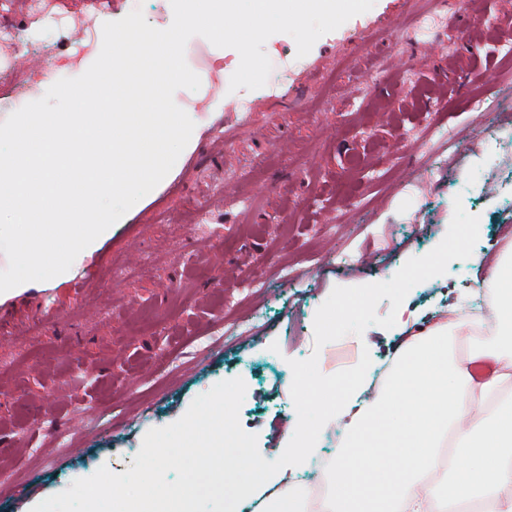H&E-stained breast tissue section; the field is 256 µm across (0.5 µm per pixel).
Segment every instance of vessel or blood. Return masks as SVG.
<instances>
[{
    "label": "vessel or blood",
    "mask_w": 512,
    "mask_h": 512,
    "mask_svg": "<svg viewBox=\"0 0 512 512\" xmlns=\"http://www.w3.org/2000/svg\"><path fill=\"white\" fill-rule=\"evenodd\" d=\"M413 0H375L369 11L354 16L335 31L325 34L303 58L289 56L284 68L285 82H267L256 90L239 89L225 93L221 111L210 113L204 130L206 145L223 151L256 127V114L261 108L273 112H294L304 106L320 90L325 62L351 53L359 43L376 36L408 11Z\"/></svg>",
    "instance_id": "vessel-or-blood-1"
}]
</instances>
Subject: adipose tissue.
Masks as SVG:
<instances>
[{
    "label": "adipose tissue",
    "instance_id": "ef3b65f1",
    "mask_svg": "<svg viewBox=\"0 0 512 512\" xmlns=\"http://www.w3.org/2000/svg\"><path fill=\"white\" fill-rule=\"evenodd\" d=\"M474 263L487 272L474 286L479 305H451L447 318L417 333L396 311L393 326L407 341L386 367L394 387L367 397V366L328 402L323 421L341 426L345 450L327 495L312 502L298 491L318 444L317 432L301 423L284 430V444L271 449L246 499L273 486L265 512H512V241ZM460 333L477 339L465 358L450 347ZM477 360L491 361L494 371L475 378ZM444 468L463 476L447 500L435 485Z\"/></svg>",
    "mask_w": 512,
    "mask_h": 512
}]
</instances>
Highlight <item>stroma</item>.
I'll return each instance as SVG.
<instances>
[{
    "mask_svg": "<svg viewBox=\"0 0 512 512\" xmlns=\"http://www.w3.org/2000/svg\"><path fill=\"white\" fill-rule=\"evenodd\" d=\"M461 2L332 63L328 94L301 111L262 113L223 153L197 148L164 212L133 206L136 265L114 225L73 263L92 286L65 272L0 293V470L14 475L0 512H30L102 466L126 472L150 429L223 380H244L239 421L264 455L287 420L319 423L298 371L336 388L370 362L372 390L384 386L396 301L428 328L452 300L441 281L466 288L472 254L512 239V0H484L481 32L455 19ZM126 14L113 0H49L36 17L30 0H0V19L53 59L80 49L72 20ZM228 175L247 211L225 204ZM429 257L437 275L413 276ZM338 308L350 317L326 327ZM74 415L89 421L75 456L54 434Z\"/></svg>",
    "mask_w": 512,
    "mask_h": 512,
    "instance_id": "35a3bbf8",
    "label": "stroma"
}]
</instances>
